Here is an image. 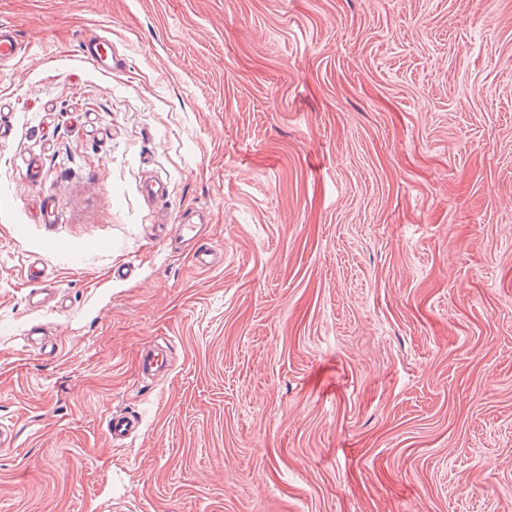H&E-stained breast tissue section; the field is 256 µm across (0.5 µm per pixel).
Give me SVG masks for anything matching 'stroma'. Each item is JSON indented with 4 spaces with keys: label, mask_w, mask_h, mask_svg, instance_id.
Returning <instances> with one entry per match:
<instances>
[{
    "label": "stroma",
    "mask_w": 512,
    "mask_h": 512,
    "mask_svg": "<svg viewBox=\"0 0 512 512\" xmlns=\"http://www.w3.org/2000/svg\"><path fill=\"white\" fill-rule=\"evenodd\" d=\"M2 22L0 512H512V0ZM22 53L16 30L9 24H0V66L13 62ZM84 53L90 61L100 69H109L112 71L113 57L116 58L115 50L112 51V42L104 36L94 37L84 43ZM140 424L141 421L134 416L111 417L107 430L112 441L124 440L134 436L139 431Z\"/></svg>",
    "instance_id": "1"
}]
</instances>
